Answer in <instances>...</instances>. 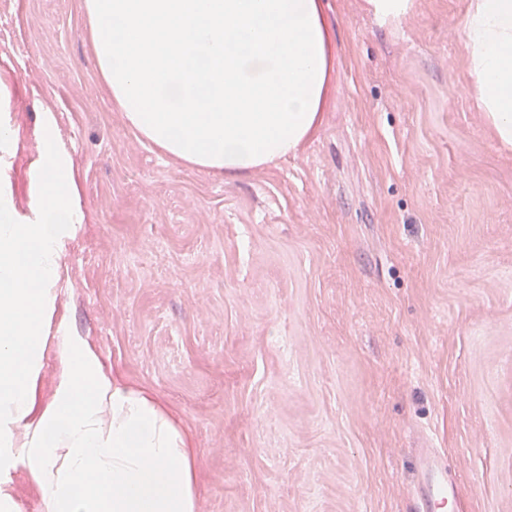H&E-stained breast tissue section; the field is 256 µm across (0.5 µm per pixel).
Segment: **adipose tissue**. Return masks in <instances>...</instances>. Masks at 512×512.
Listing matches in <instances>:
<instances>
[{
	"label": "adipose tissue",
	"instance_id": "ef3b65f1",
	"mask_svg": "<svg viewBox=\"0 0 512 512\" xmlns=\"http://www.w3.org/2000/svg\"><path fill=\"white\" fill-rule=\"evenodd\" d=\"M98 77L165 155L236 179L295 155L323 121L336 46L321 0H81ZM471 96L512 150V0H468ZM43 135L21 215L0 189V512L24 470L43 512H197L187 431L107 367L88 337L50 336L62 247L84 219L71 159ZM59 363L36 401L48 339Z\"/></svg>",
	"mask_w": 512,
	"mask_h": 512
}]
</instances>
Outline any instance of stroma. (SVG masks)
<instances>
[{
	"label": "stroma",
	"mask_w": 512,
	"mask_h": 512,
	"mask_svg": "<svg viewBox=\"0 0 512 512\" xmlns=\"http://www.w3.org/2000/svg\"><path fill=\"white\" fill-rule=\"evenodd\" d=\"M323 4L321 129L228 180L128 128L80 0H0V176L28 213L50 109L86 216L59 311L190 430L197 512H415L422 448L448 512H512V151L471 105L467 0ZM366 5L374 17L383 25H395L413 7L412 0H366Z\"/></svg>",
	"instance_id": "35a3bbf8"
}]
</instances>
